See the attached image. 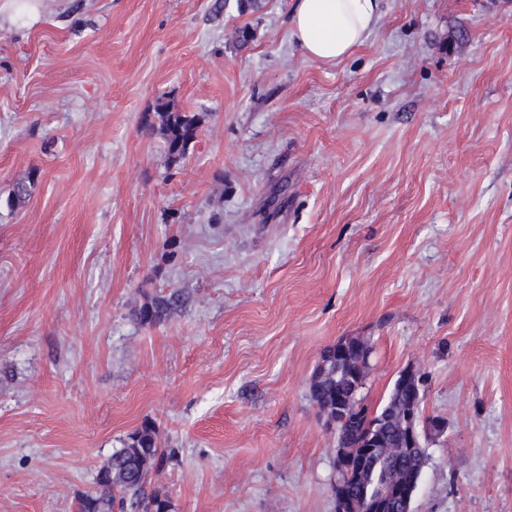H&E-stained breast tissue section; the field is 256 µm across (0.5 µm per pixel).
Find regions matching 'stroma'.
<instances>
[{
  "label": "stroma",
  "instance_id": "stroma-1",
  "mask_svg": "<svg viewBox=\"0 0 512 512\" xmlns=\"http://www.w3.org/2000/svg\"><path fill=\"white\" fill-rule=\"evenodd\" d=\"M214 2L0 17V512H76L146 422L173 512H335L345 337L369 408L414 366L444 423L411 512H512V0H383L336 65L290 0ZM162 103L202 118L175 164ZM174 293L169 296H155L141 307L134 310L136 319L143 324H153L163 321L176 305Z\"/></svg>",
  "mask_w": 512,
  "mask_h": 512
}]
</instances>
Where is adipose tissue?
<instances>
[{
	"mask_svg": "<svg viewBox=\"0 0 512 512\" xmlns=\"http://www.w3.org/2000/svg\"><path fill=\"white\" fill-rule=\"evenodd\" d=\"M381 6L382 0H291L290 35L309 58L335 64L367 41Z\"/></svg>",
	"mask_w": 512,
	"mask_h": 512,
	"instance_id": "obj_1",
	"label": "adipose tissue"
}]
</instances>
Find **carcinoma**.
Here are the masks:
<instances>
[{"instance_id": "obj_1", "label": "carcinoma", "mask_w": 512, "mask_h": 512, "mask_svg": "<svg viewBox=\"0 0 512 512\" xmlns=\"http://www.w3.org/2000/svg\"><path fill=\"white\" fill-rule=\"evenodd\" d=\"M157 115L168 158L177 163L186 156L195 140L201 119L194 113L178 112L166 104L157 109ZM176 300L173 293L155 296L134 310V315L143 324L161 322L176 305ZM366 380L365 374L354 376L345 365L321 361L310 378V399L320 410L331 409L336 389L354 385L361 391ZM413 401L409 390L395 386L381 407L371 411L363 405L354 417L340 425L350 454L358 457L372 423H383L382 443L367 462L366 471L358 479L345 480L357 502L379 493L386 483L407 484L424 473L429 461L428 451L405 447L400 434L401 414ZM169 462L170 457L158 446L156 427L150 422L143 423L126 436L122 447L113 449L112 454L98 464L95 489L78 497V512H173L168 492L151 486V475L160 472Z\"/></svg>"}]
</instances>
